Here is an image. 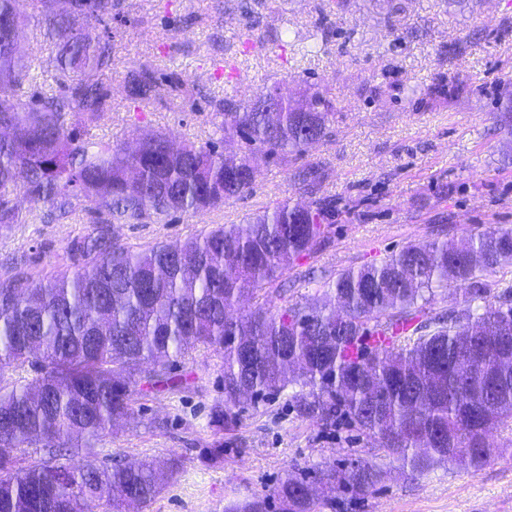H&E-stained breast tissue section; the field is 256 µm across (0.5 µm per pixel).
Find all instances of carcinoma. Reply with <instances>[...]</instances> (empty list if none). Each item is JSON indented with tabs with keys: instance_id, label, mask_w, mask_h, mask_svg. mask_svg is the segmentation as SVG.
Listing matches in <instances>:
<instances>
[{
	"instance_id": "obj_1",
	"label": "carcinoma",
	"mask_w": 512,
	"mask_h": 512,
	"mask_svg": "<svg viewBox=\"0 0 512 512\" xmlns=\"http://www.w3.org/2000/svg\"><path fill=\"white\" fill-rule=\"evenodd\" d=\"M37 4L62 81L31 103L8 98L32 65L18 51V0H0V224L22 222L17 190L48 205L53 220L67 218L78 201L93 204L103 224L216 209L251 188L254 155L286 165L324 140L336 120L320 91L300 102L282 98L276 112L226 96L215 113L217 141L176 147L164 134L133 148L83 141L80 131L109 105L100 77L112 68V45L72 21L110 20L120 0ZM164 84L177 96L188 93L176 75L160 78L144 65L128 81L129 96L148 100ZM447 96L442 79L422 89L420 101ZM335 217L336 200L326 198L307 207L281 202L180 246L134 249L89 235L84 266L71 275L45 273L34 287L26 277L1 275L0 512H97L152 501L163 489L153 462L74 465L62 452H88L117 421L135 420L133 390L188 384L190 376H172L170 367L200 348L224 358L217 425L295 385L301 418L340 419L413 473L459 457L481 468L492 454L489 436L512 431V282L487 279L512 265V228L460 246L409 245L379 264L339 272L303 304L276 312L258 304L232 315L265 287L286 296L295 261L317 250L322 225ZM450 280L464 306L438 313L433 302ZM493 288L501 294L489 304ZM492 334L506 344L471 356L466 340ZM25 368L35 376L5 377ZM36 443L47 458L12 469L15 451ZM380 478L369 464L317 466L281 483L279 512H314L318 485L363 491Z\"/></svg>"
}]
</instances>
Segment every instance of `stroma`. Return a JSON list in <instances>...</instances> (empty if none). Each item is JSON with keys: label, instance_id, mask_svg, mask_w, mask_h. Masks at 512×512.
Returning <instances> with one entry per match:
<instances>
[{"label": "stroma", "instance_id": "1", "mask_svg": "<svg viewBox=\"0 0 512 512\" xmlns=\"http://www.w3.org/2000/svg\"><path fill=\"white\" fill-rule=\"evenodd\" d=\"M238 2L122 0L109 22L78 18L77 28L112 39V68L102 77L110 106L87 138L126 146L161 133L201 145L216 137L214 113L224 96L245 103L269 89L297 98L324 87L336 107L330 137L288 164L258 161L251 189L221 209L157 224H101L86 202L77 219L45 223L44 205L15 193L24 221L0 224V274L21 272L35 285L42 272L81 268L76 247L90 234L123 246L174 245L246 223L279 202L329 197L334 224L290 273L287 300L301 303L318 282L405 246L512 228V135L500 126L506 100L497 92L512 79V0H349L336 14L324 11L323 0H262L252 24ZM19 9L20 52L34 70L11 94L25 103L34 91L56 89L55 44L34 0H20ZM221 60L236 62L235 84L214 77L211 65ZM144 64L176 73L192 97L164 89L143 102L114 96ZM441 79L451 87L448 99L420 106V88ZM310 164L325 170L312 192L296 178ZM174 371L190 375L189 389L134 393L138 425L118 424L94 450L102 466L177 461L161 493L128 512H224L234 501L274 497L286 476L351 461L377 464L382 481L364 492L338 491L316 512H512L510 433L490 436L495 453L480 470L444 462L418 475L369 437L299 418L287 392L216 430L211 412L224 396L222 360L201 350ZM213 448L223 456L210 458Z\"/></svg>", "mask_w": 512, "mask_h": 512}]
</instances>
